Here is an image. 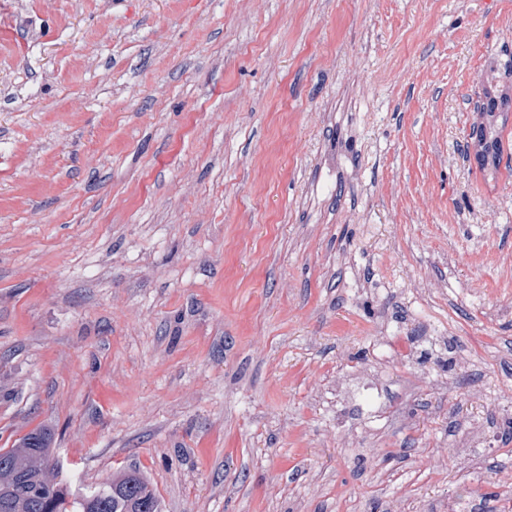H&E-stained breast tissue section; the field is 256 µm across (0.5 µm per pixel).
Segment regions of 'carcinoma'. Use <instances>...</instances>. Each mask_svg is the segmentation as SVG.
<instances>
[{
	"label": "carcinoma",
	"instance_id": "1",
	"mask_svg": "<svg viewBox=\"0 0 512 512\" xmlns=\"http://www.w3.org/2000/svg\"><path fill=\"white\" fill-rule=\"evenodd\" d=\"M512 110V58L503 71L486 80L471 123L466 154L481 168L500 163V119ZM51 433L41 428L0 449V512H160V502L147 479L129 469L96 488L74 489L59 479L50 464Z\"/></svg>",
	"mask_w": 512,
	"mask_h": 512
}]
</instances>
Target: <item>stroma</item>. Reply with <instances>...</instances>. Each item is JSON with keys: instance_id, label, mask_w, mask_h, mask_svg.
<instances>
[{"instance_id": "35a3bbf8", "label": "stroma", "mask_w": 512, "mask_h": 512, "mask_svg": "<svg viewBox=\"0 0 512 512\" xmlns=\"http://www.w3.org/2000/svg\"><path fill=\"white\" fill-rule=\"evenodd\" d=\"M510 29L0 0V448L51 427L60 479L134 469L162 512H512V118L496 174L465 158Z\"/></svg>"}]
</instances>
